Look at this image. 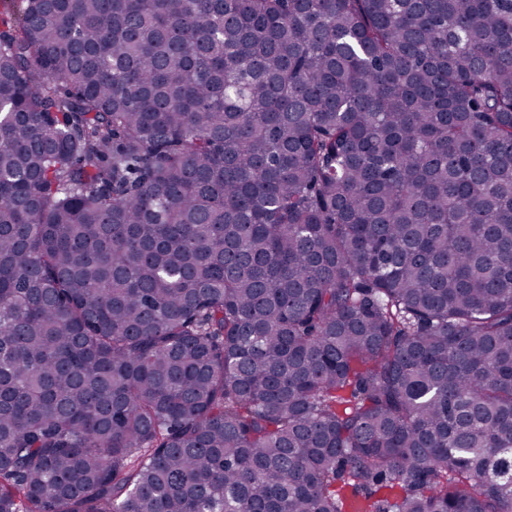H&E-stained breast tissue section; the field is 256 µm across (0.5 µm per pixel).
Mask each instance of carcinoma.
<instances>
[{
	"label": "carcinoma",
	"mask_w": 512,
	"mask_h": 512,
	"mask_svg": "<svg viewBox=\"0 0 512 512\" xmlns=\"http://www.w3.org/2000/svg\"><path fill=\"white\" fill-rule=\"evenodd\" d=\"M0 1V512H512V0Z\"/></svg>",
	"instance_id": "cac0c4a2"
}]
</instances>
